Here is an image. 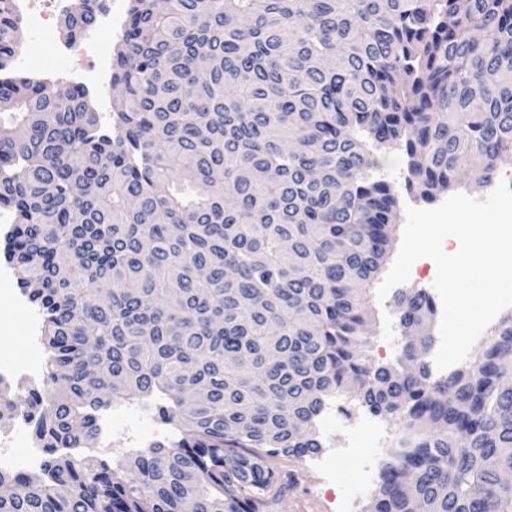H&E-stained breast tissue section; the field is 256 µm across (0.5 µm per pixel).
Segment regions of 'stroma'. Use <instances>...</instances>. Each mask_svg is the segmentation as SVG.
Instances as JSON below:
<instances>
[{
    "label": "stroma",
    "instance_id": "1",
    "mask_svg": "<svg viewBox=\"0 0 512 512\" xmlns=\"http://www.w3.org/2000/svg\"><path fill=\"white\" fill-rule=\"evenodd\" d=\"M45 47L39 32L30 25H23L15 58L8 61L6 75L35 78L41 76L43 69L48 68L56 72L54 84L61 88L66 84L65 71L87 63L86 58L79 55L57 54L53 58H46L43 54ZM378 165L379 176L391 184L399 204L422 207V200L406 186L408 166L402 153H382L378 157ZM370 309L372 325L368 355L377 364L395 363L401 355L403 338L395 337L390 343L382 338V314L386 311L394 312V299L389 296L384 302H371ZM47 357V352H36L30 343L26 311L9 295H1L0 367L17 369ZM331 406L333 417L329 424L320 425L319 436L331 440L336 447L351 449V456L337 463L336 478L332 481L324 478L310 459L283 455L270 458V466L280 474L292 475L293 484L283 496L269 498L267 512H336L340 500L356 486L361 487L362 493L351 512H363L375 493V486L363 484V469L368 465L381 469L391 449L392 439L402 435L400 421L389 416L379 418L380 434L367 432L360 435L355 430V424L364 418V411L342 396L333 399ZM144 417L141 423L131 420L116 422L115 433L99 439L95 445L98 460L112 466L137 450L159 442L166 445L176 442V427L160 418L156 406H149Z\"/></svg>",
    "mask_w": 512,
    "mask_h": 512
}]
</instances>
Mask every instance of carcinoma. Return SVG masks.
<instances>
[{
    "label": "carcinoma",
    "instance_id": "cac0c4a2",
    "mask_svg": "<svg viewBox=\"0 0 512 512\" xmlns=\"http://www.w3.org/2000/svg\"><path fill=\"white\" fill-rule=\"evenodd\" d=\"M99 0H72L68 37ZM19 17L0 10V65ZM110 125L89 92L0 79V209L49 351L43 476L0 473V512H263L310 457L329 401L404 423L366 512H512V315L435 378L433 338L367 356V290L398 199L478 188L512 154V0H133ZM400 329L433 320L426 293ZM117 399L180 434L123 466L91 452Z\"/></svg>",
    "mask_w": 512,
    "mask_h": 512
}]
</instances>
